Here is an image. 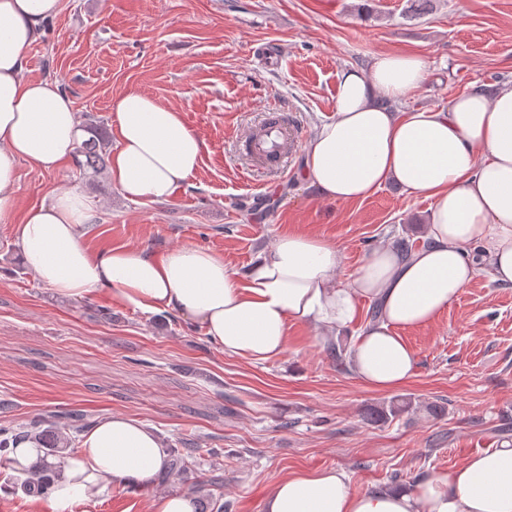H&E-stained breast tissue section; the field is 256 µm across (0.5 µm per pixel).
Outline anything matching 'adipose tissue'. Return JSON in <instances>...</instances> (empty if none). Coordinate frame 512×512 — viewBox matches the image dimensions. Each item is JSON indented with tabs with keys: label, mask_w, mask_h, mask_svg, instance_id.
Returning a JSON list of instances; mask_svg holds the SVG:
<instances>
[{
	"label": "adipose tissue",
	"mask_w": 512,
	"mask_h": 512,
	"mask_svg": "<svg viewBox=\"0 0 512 512\" xmlns=\"http://www.w3.org/2000/svg\"><path fill=\"white\" fill-rule=\"evenodd\" d=\"M60 8L61 0H0V221L17 209L18 162L56 170L85 136L69 96L24 75L26 48ZM425 76L415 54L387 53L345 70L332 117L303 147L302 177L327 201L361 200L391 182L434 202L425 245L406 253L392 244L372 249L347 285L337 282L341 250L304 233L280 235L241 275L223 255L194 245L159 254L91 251L79 233L91 207L72 189L24 214L21 261L60 297L104 292L135 311L171 312L222 351L255 362L285 350L289 324L331 334L357 327L356 375L377 390L398 388L416 366L404 331L432 323L480 273L512 284V81L491 94L456 96L444 109H388ZM111 110L119 141L112 184L135 202L170 201L197 170L204 141L181 112L142 92L117 96ZM360 298L375 302L377 319L357 323ZM15 458L51 480L54 512L112 487L153 490V512L195 509L190 496L158 490L169 450L154 429L127 415L100 419L60 466L46 468L33 440L19 443ZM263 512H512V447L477 452L404 487L361 493L335 469L292 473L273 485Z\"/></svg>",
	"instance_id": "1"
}]
</instances>
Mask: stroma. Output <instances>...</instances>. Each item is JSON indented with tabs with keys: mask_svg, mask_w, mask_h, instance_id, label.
Masks as SVG:
<instances>
[{
	"mask_svg": "<svg viewBox=\"0 0 512 512\" xmlns=\"http://www.w3.org/2000/svg\"><path fill=\"white\" fill-rule=\"evenodd\" d=\"M407 0H64L26 51L27 74L66 92L78 117L112 126L113 98L138 90L177 109L205 142L196 172L167 203L125 199L109 177L75 163L46 173L17 164L19 211L74 187L96 209L80 231L91 250L161 253L210 248L244 273L263 248L294 231L334 242L346 283L367 252L402 237L425 241L432 202L394 184L369 198L330 202L302 179V150L285 171L243 173L238 139L269 108L295 117L309 140L330 119L339 74L378 54L409 51L426 78L398 111L448 107L475 87L512 81V0H436L410 19ZM17 224L0 222V425L67 410L95 422L114 413L155 428L172 448L196 450L195 472L160 486L262 512L274 483L332 468L354 491L405 485L470 455L512 445V287L475 278L433 323L407 331L413 377L375 390L336 365L329 340L293 323L285 351L262 363L226 354L171 313L144 314L102 293L66 301L21 262ZM407 402L400 416L372 409ZM0 466V512H51ZM70 512H151V496L115 488Z\"/></svg>",
	"mask_w": 512,
	"mask_h": 512,
	"instance_id": "obj_1",
	"label": "stroma"
}]
</instances>
